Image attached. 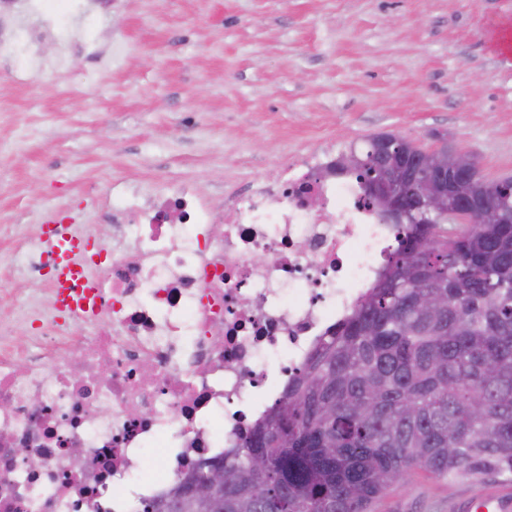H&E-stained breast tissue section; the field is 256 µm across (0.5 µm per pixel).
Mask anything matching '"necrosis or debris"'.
I'll list each match as a JSON object with an SVG mask.
<instances>
[{
  "label": "necrosis or debris",
  "mask_w": 512,
  "mask_h": 512,
  "mask_svg": "<svg viewBox=\"0 0 512 512\" xmlns=\"http://www.w3.org/2000/svg\"><path fill=\"white\" fill-rule=\"evenodd\" d=\"M335 160L220 206L179 181L113 212L135 248L99 276L106 326L0 346V512H134L236 446L397 244Z\"/></svg>",
  "instance_id": "1"
}]
</instances>
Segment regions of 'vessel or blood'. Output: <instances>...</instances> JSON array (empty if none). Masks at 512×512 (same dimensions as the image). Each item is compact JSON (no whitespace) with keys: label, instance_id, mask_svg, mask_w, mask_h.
I'll return each mask as SVG.
<instances>
[{"label":"vessel or blood","instance_id":"obj_1","mask_svg":"<svg viewBox=\"0 0 512 512\" xmlns=\"http://www.w3.org/2000/svg\"><path fill=\"white\" fill-rule=\"evenodd\" d=\"M45 246L53 258V288L62 304L75 315L90 318L97 313L98 295L96 282L87 275L84 252L85 244L81 235L70 225H56L45 240ZM464 512H512V497H480L465 503Z\"/></svg>","mask_w":512,"mask_h":512}]
</instances>
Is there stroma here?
Returning a JSON list of instances; mask_svg holds the SVG:
<instances>
[{"mask_svg":"<svg viewBox=\"0 0 512 512\" xmlns=\"http://www.w3.org/2000/svg\"><path fill=\"white\" fill-rule=\"evenodd\" d=\"M9 24L52 32L40 67L0 58V286L20 296L0 336L16 345L46 309L28 269L43 226L87 230L105 269L111 209L163 184L216 204L321 143L343 153L379 132L512 176V0H31ZM501 494L512 477L419 472L374 512Z\"/></svg>","mask_w":512,"mask_h":512,"instance_id":"stroma-1","label":"stroma"}]
</instances>
